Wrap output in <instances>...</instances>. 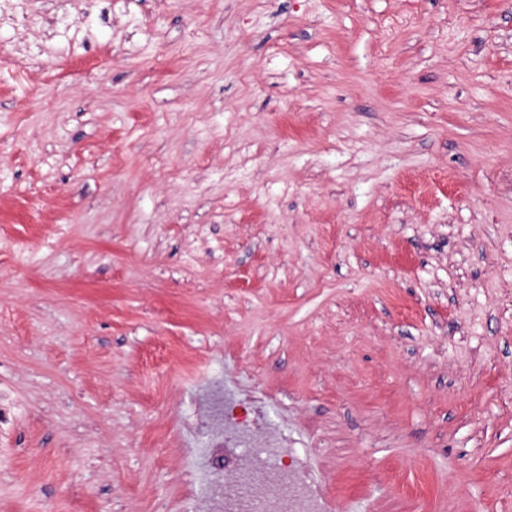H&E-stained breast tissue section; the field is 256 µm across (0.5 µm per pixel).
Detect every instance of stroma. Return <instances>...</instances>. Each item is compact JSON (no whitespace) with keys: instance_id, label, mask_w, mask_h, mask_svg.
<instances>
[{"instance_id":"stroma-1","label":"stroma","mask_w":512,"mask_h":512,"mask_svg":"<svg viewBox=\"0 0 512 512\" xmlns=\"http://www.w3.org/2000/svg\"><path fill=\"white\" fill-rule=\"evenodd\" d=\"M332 512H512V0H8L0 512H214V386Z\"/></svg>"}]
</instances>
